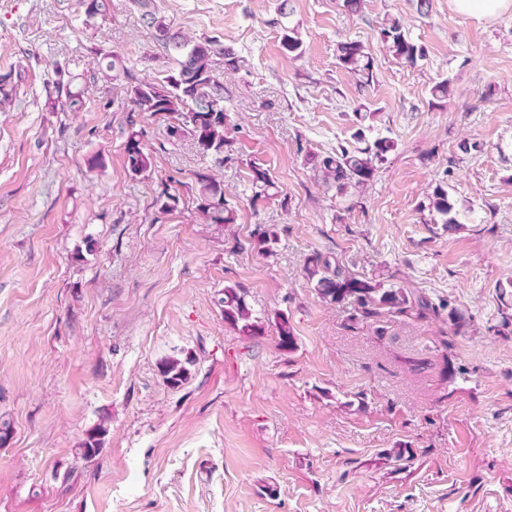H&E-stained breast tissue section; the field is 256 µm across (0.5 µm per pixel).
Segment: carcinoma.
I'll list each match as a JSON object with an SVG mask.
<instances>
[{"mask_svg":"<svg viewBox=\"0 0 512 512\" xmlns=\"http://www.w3.org/2000/svg\"><path fill=\"white\" fill-rule=\"evenodd\" d=\"M143 9L142 19L154 43L164 48L172 57L174 66L160 82L139 80L128 72L120 57L114 55L107 61L106 70L112 78L125 81V104L129 112L155 114L163 112L187 126L184 136L191 138L200 153L211 156L222 164L231 151V125L224 109V96L217 80V69L224 73L236 72L243 60L220 43L205 39L193 40L169 29L166 17L151 10L152 0H133ZM381 39L402 63L415 67L426 57L423 45L409 36L404 25L392 19L383 24ZM283 48L299 57L303 44L297 29L281 25ZM338 61L352 73H366L371 69V60L365 47L358 41H346L338 45ZM395 142L388 138H377L365 147L349 149L340 147L326 155H309L306 164L321 173L326 186L336 189V194L346 195L353 188H360L373 181L378 164L394 150ZM127 170L134 177L152 172L153 157L141 144V131L129 129L125 142ZM248 189L251 200L257 202L278 194L276 181L269 169L256 161L247 165ZM197 189L194 195L196 210L208 224H234L237 211L228 204L224 194V182L209 173L196 174ZM180 196L163 189L156 197V205L162 212L179 206ZM431 222L435 224L459 223L455 204L447 187L438 184L428 196ZM280 240V231L274 224L260 229L253 236V248L270 254ZM306 278L317 296L330 305L349 307L348 326L360 323L376 325L379 335L385 332V323L395 316H404L427 321L441 318L448 311V324L452 336L439 339L440 345L448 349L453 337L461 334L467 326L464 315L457 309H447L443 301L436 303L425 292L400 284H386L381 280L356 277L346 273L336 258L321 252L309 255L305 265ZM248 291L238 283L224 286V323L246 339L264 335L266 325L273 323L277 330V346L284 353L297 348L290 314L276 311L269 316L257 313L247 301ZM193 359L167 357L158 366L165 382L177 388L188 380L189 365ZM107 428L100 424L89 430L81 441L79 452L83 459L99 455Z\"/></svg>","mask_w":512,"mask_h":512,"instance_id":"1","label":"carcinoma"}]
</instances>
